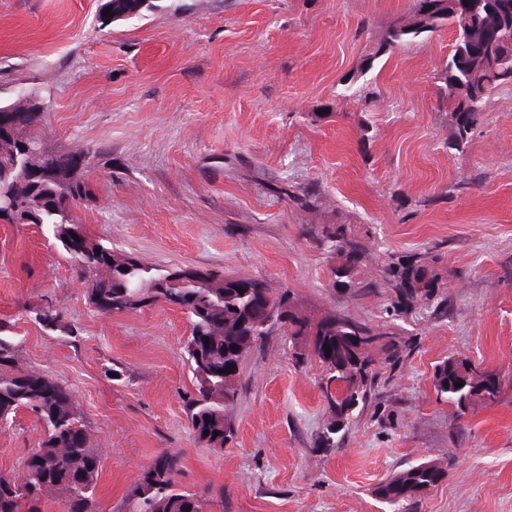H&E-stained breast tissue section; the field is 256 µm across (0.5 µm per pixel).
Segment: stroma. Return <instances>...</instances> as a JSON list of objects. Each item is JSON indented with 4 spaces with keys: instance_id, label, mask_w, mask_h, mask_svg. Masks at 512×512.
<instances>
[{
    "instance_id": "obj_1",
    "label": "stroma",
    "mask_w": 512,
    "mask_h": 512,
    "mask_svg": "<svg viewBox=\"0 0 512 512\" xmlns=\"http://www.w3.org/2000/svg\"><path fill=\"white\" fill-rule=\"evenodd\" d=\"M102 3L0 0V103L27 98L38 120L25 135L75 157L89 196L74 222L149 265L259 279L309 318L334 312L398 344L374 350L367 404L324 448L317 366L267 336L216 451L188 428L185 314H99L47 231L0 222V323L24 366L73 391L103 504L119 507L167 451L208 512H393L377 486L425 462L445 478L409 512H512V84L486 98L458 151L437 78L453 28L377 51L411 0H151L114 22ZM288 185L314 191L316 207ZM312 224L350 227L356 279L376 293L333 287ZM425 253L439 258L448 311L392 319L385 261ZM48 303L65 331L29 316ZM451 356L498 371V400L459 416L437 399L434 370ZM43 436L18 413L0 428V470L21 473Z\"/></svg>"
}]
</instances>
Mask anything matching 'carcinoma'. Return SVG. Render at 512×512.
I'll use <instances>...</instances> for the list:
<instances>
[{"label":"carcinoma","mask_w":512,"mask_h":512,"mask_svg":"<svg viewBox=\"0 0 512 512\" xmlns=\"http://www.w3.org/2000/svg\"><path fill=\"white\" fill-rule=\"evenodd\" d=\"M145 2L121 0L113 18L136 15ZM444 25L455 28L456 41H468L474 47L465 56L452 52L438 72L444 96L453 105V146L459 151L467 146L481 119L484 99L493 89L512 84V0H412L411 18L390 25L377 53ZM36 121L37 113L20 112L13 138L0 139V214L10 224L28 218L32 224L48 227L57 246L73 261L76 275L87 284L88 300L100 314L138 312L161 303L183 308L190 327L184 360L195 390L187 403V417L198 441L224 449L222 432L229 425L228 412L239 399L242 365L274 332L264 319L266 307L275 320L288 324L296 359L309 358L301 346L310 336L324 337L331 347V353L322 351L315 361L326 380L323 393L334 415L321 441L335 447L336 435L368 400L374 377L371 348L375 343L395 348L392 341L381 343L392 333L335 313L311 320L292 309L289 293H274L256 279L193 267L157 268L89 241L82 225L70 219L71 208L88 195L85 182L73 177L74 158L47 151L37 138L20 136L21 128ZM312 236L331 259L334 285L353 287L363 250L348 227L321 224L312 228ZM433 262L432 256L413 255L387 263L385 279L393 292L390 316L404 318L437 299L444 282ZM34 319L49 329L63 323L60 311L49 304L35 309ZM199 337L209 343L198 342ZM240 347L242 355L237 352ZM481 377L469 359L449 357L434 372L437 398L460 413L476 401L487 403L492 390ZM457 382L463 386L456 387ZM20 412L37 419L44 438L24 458L21 475L0 471V512H41L39 505L49 501L60 504L62 512H100L97 485L102 466L94 464L100 455L89 442L73 392L23 367L18 344L0 325V424H8ZM216 431L220 435L215 437ZM162 457L156 466L144 470L126 495L122 512H206V498L179 487V458L167 452ZM444 478L439 467L420 463L381 483L377 496L401 510L415 502L416 490L425 493Z\"/></svg>","instance_id":"obj_1"}]
</instances>
